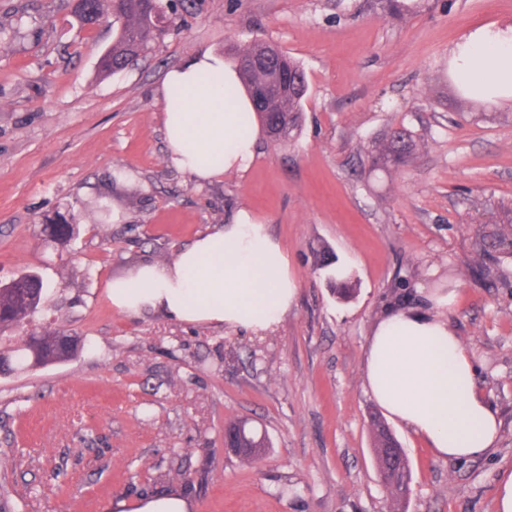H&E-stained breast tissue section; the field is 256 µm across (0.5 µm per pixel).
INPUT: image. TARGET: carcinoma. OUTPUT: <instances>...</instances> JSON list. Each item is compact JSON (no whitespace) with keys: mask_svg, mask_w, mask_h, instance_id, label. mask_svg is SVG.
<instances>
[{"mask_svg":"<svg viewBox=\"0 0 512 512\" xmlns=\"http://www.w3.org/2000/svg\"><path fill=\"white\" fill-rule=\"evenodd\" d=\"M175 0H75V13L87 25H94L101 19H111L115 37L99 60V72L103 77L123 71L130 63L150 54L159 40L152 37L156 21H166L177 13ZM283 67L291 82L292 92L284 97L271 98L264 108L250 114L244 109L239 114V134L246 136L251 129L253 118L271 126H282L287 135L281 141L290 140L299 130L303 119L302 101L306 95L307 81L301 67L288 55L284 56ZM241 87L246 91L257 86L261 75L255 70L237 68ZM239 87V88H241ZM239 88L224 85V105L237 109ZM417 143L413 133L402 127L386 133L369 151L371 169L389 171L405 166L413 157ZM336 294L348 297L354 292L346 268L338 266L332 270ZM44 294V282L37 275H25L10 284L0 286V332L17 326L37 312ZM34 341L25 343L26 362L34 367L65 362L81 349L79 338L67 337L61 330H44L31 334ZM374 439L375 465L387 474L389 485L395 486L397 473L388 468L389 458L394 456L402 462L404 449L393 436L389 427L378 416L371 419ZM224 443L231 448H245V456L253 458L263 455L269 448L266 435L259 432L246 420L233 421L224 429Z\"/></svg>","mask_w":512,"mask_h":512,"instance_id":"1","label":"carcinoma"}]
</instances>
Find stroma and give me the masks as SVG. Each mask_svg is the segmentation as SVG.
Masks as SVG:
<instances>
[{
	"label": "stroma",
	"mask_w": 512,
	"mask_h": 512,
	"mask_svg": "<svg viewBox=\"0 0 512 512\" xmlns=\"http://www.w3.org/2000/svg\"><path fill=\"white\" fill-rule=\"evenodd\" d=\"M184 24L147 58L100 78L109 22L73 0H0V282L35 273L37 313L0 333V354L43 327L81 336L70 361L0 372V497L13 512H107L182 488L192 512H394L372 451L376 403L363 346L395 279L452 287L450 321L476 388L498 409L496 448L448 461L392 432L412 469L404 512H496L512 470V255L487 246L512 217V107L471 99L448 53L471 29L512 25V0H184ZM277 46L303 68L299 134L260 138L243 172L198 184L167 158L166 73L203 47ZM413 160L372 170L393 128ZM247 210L288 258L297 295L274 332L126 314L108 281L167 264ZM65 215L71 242L51 241ZM359 282L338 298L317 250ZM251 420L259 463L224 446Z\"/></svg>",
	"instance_id": "35a3bbf8"
}]
</instances>
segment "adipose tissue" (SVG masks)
<instances>
[{
  "label": "adipose tissue",
  "mask_w": 512,
  "mask_h": 512,
  "mask_svg": "<svg viewBox=\"0 0 512 512\" xmlns=\"http://www.w3.org/2000/svg\"><path fill=\"white\" fill-rule=\"evenodd\" d=\"M449 63L462 87L495 105H512V26L494 24L465 34ZM205 72L234 82L223 56L205 49L167 72L164 91L181 87L179 110L162 107L169 157L200 181L222 179L252 163L258 132L236 135L239 115L225 110L221 86L199 84ZM137 287L115 280L106 287L113 307L160 312L215 327L272 330L293 304L297 288L280 244L243 210L217 231L180 248L168 265H143ZM454 290L417 291L409 304L386 307L365 345V392L394 422L433 453L470 460L494 448L502 421L474 384L472 357L448 320ZM111 512H191L188 499L167 490L131 502L113 500Z\"/></svg>",
  "instance_id": "ef3b65f1"
}]
</instances>
